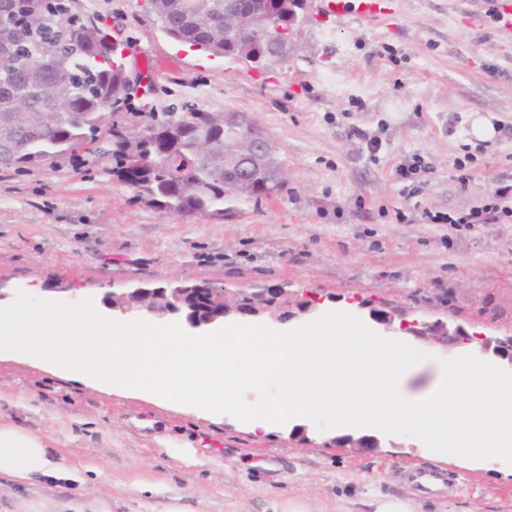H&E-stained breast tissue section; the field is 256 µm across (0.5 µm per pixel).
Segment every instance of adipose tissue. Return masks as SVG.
<instances>
[{
  "label": "adipose tissue",
  "instance_id": "adipose-tissue-1",
  "mask_svg": "<svg viewBox=\"0 0 512 512\" xmlns=\"http://www.w3.org/2000/svg\"><path fill=\"white\" fill-rule=\"evenodd\" d=\"M72 473V468L53 461L52 450L41 435L0 425V474L26 481L49 475L65 478Z\"/></svg>",
  "mask_w": 512,
  "mask_h": 512
}]
</instances>
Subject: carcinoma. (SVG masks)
<instances>
[{
	"label": "carcinoma",
	"mask_w": 512,
	"mask_h": 512,
	"mask_svg": "<svg viewBox=\"0 0 512 512\" xmlns=\"http://www.w3.org/2000/svg\"><path fill=\"white\" fill-rule=\"evenodd\" d=\"M74 0H0V154L6 169L25 172L46 155L72 162L82 154L112 156V172L137 199L187 216H224L227 203L254 202L277 194L283 183L233 191L224 170V149L241 142L224 126V113L190 110L148 124L151 136L135 140L120 126L122 111L141 86L140 72L125 61L126 45L77 12ZM144 16L165 34L213 57L241 56L242 39L224 32L219 0H145ZM31 106L13 121L14 101ZM64 99L66 109L45 108ZM109 128L112 148L96 145ZM216 144L210 158H197L198 142Z\"/></svg>",
	"instance_id": "obj_1"
}]
</instances>
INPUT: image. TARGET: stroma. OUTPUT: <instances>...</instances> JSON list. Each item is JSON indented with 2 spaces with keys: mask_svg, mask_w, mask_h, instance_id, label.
Here are the masks:
<instances>
[{
  "mask_svg": "<svg viewBox=\"0 0 512 512\" xmlns=\"http://www.w3.org/2000/svg\"><path fill=\"white\" fill-rule=\"evenodd\" d=\"M498 0H397L394 25L326 17L309 0L300 46L257 68L171 40L136 0H77L120 29L129 62L170 61L135 97L125 126L188 108L240 112L276 144L283 189L223 217H187L137 200L107 154L0 172V286L47 300L92 299L170 283L228 296L284 290L316 314L370 307L512 336V216L436 224L512 184V29ZM494 139L471 134L473 116ZM419 162L414 178L398 165ZM467 184H460V174ZM0 423L45 436L77 478L0 476V512H373L381 495L415 512H512V465L493 472L416 450L411 438L321 430L312 421L263 437L238 420L198 416L147 397L86 385L20 354L0 355ZM435 468L448 493L419 492L405 473Z\"/></svg>",
  "mask_w": 512,
  "mask_h": 512,
  "instance_id": "35a3bbf8",
  "label": "stroma"
}]
</instances>
